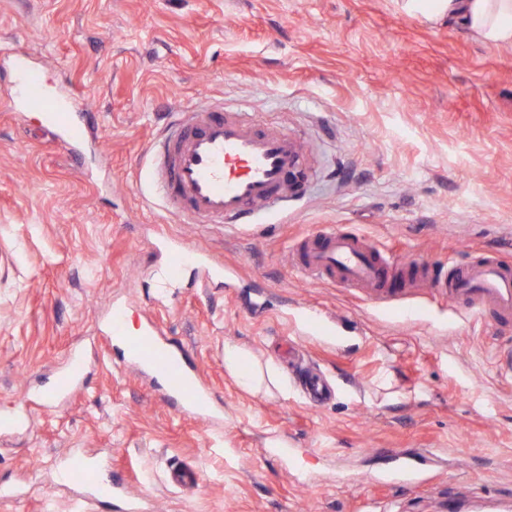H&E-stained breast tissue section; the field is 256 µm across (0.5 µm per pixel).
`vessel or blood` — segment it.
<instances>
[{"instance_id": "vessel-or-blood-1", "label": "vessel or blood", "mask_w": 512, "mask_h": 512, "mask_svg": "<svg viewBox=\"0 0 512 512\" xmlns=\"http://www.w3.org/2000/svg\"><path fill=\"white\" fill-rule=\"evenodd\" d=\"M38 105L65 134L66 146L85 136L86 125L70 111L67 99L45 93L40 74L23 61L12 72L7 108ZM151 183L167 200L171 213L187 224H250L256 215L297 196L289 175L304 156V146L288 135L261 128L239 112L191 111L168 124L154 146ZM169 278L183 265L195 264L203 281L233 278L236 267L211 265L204 254L187 255L180 243L168 245ZM302 273L309 278L330 277L388 293L399 259L375 256L356 236L328 229L303 242ZM435 287L452 298L464 299L471 315L485 309L512 318V266L496 257L457 271L451 278L436 277ZM126 360L160 379L167 397L194 415L210 409L207 389L187 371L179 355L147 325L141 337L122 339ZM79 356L70 359V371L43 397L57 399L80 386ZM63 470L68 480L81 481L93 494L114 499L127 495V485L104 477L105 465L97 458L75 455Z\"/></svg>"}]
</instances>
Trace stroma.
<instances>
[{
  "mask_svg": "<svg viewBox=\"0 0 512 512\" xmlns=\"http://www.w3.org/2000/svg\"><path fill=\"white\" fill-rule=\"evenodd\" d=\"M0 98L14 56L94 113L63 147L45 113L0 106V512H121L67 481L73 450L105 460L142 512H512V332L422 280L491 254L512 265V45L401 0H0ZM241 107L306 147L309 190L247 226L184 224L150 191L148 147L184 106ZM405 259L392 298L305 278L292 250L327 226ZM239 268L164 283V243ZM164 303H157L160 286ZM196 363L217 418L164 400L106 347L114 311ZM318 314L324 333L298 319ZM335 386L302 394L301 371ZM272 363L242 390L224 347ZM84 358L68 400L26 391ZM419 485L383 481L394 452ZM188 467L191 488L168 471Z\"/></svg>",
  "mask_w": 512,
  "mask_h": 512,
  "instance_id": "stroma-1",
  "label": "stroma"
}]
</instances>
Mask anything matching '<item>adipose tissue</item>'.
<instances>
[{
    "instance_id": "ef3b65f1",
    "label": "adipose tissue",
    "mask_w": 512,
    "mask_h": 512,
    "mask_svg": "<svg viewBox=\"0 0 512 512\" xmlns=\"http://www.w3.org/2000/svg\"><path fill=\"white\" fill-rule=\"evenodd\" d=\"M404 7L448 15L487 43L512 44V0H404ZM224 366L247 389L259 390L278 381L275 367L249 362L247 353L232 344L224 347Z\"/></svg>"
}]
</instances>
